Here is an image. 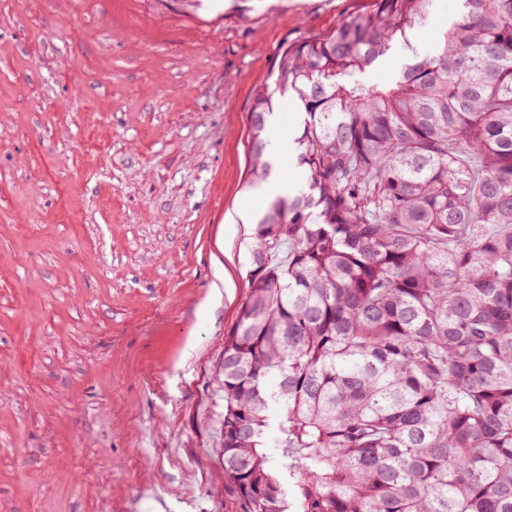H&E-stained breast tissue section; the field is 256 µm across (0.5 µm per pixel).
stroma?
I'll list each match as a JSON object with an SVG mask.
<instances>
[{"mask_svg":"<svg viewBox=\"0 0 512 512\" xmlns=\"http://www.w3.org/2000/svg\"><path fill=\"white\" fill-rule=\"evenodd\" d=\"M371 3L0 0V512H244L216 371L270 204L254 92Z\"/></svg>","mask_w":512,"mask_h":512,"instance_id":"stroma-1","label":"stroma"}]
</instances>
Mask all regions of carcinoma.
<instances>
[{
    "instance_id": "cac0c4a2",
    "label": "carcinoma",
    "mask_w": 512,
    "mask_h": 512,
    "mask_svg": "<svg viewBox=\"0 0 512 512\" xmlns=\"http://www.w3.org/2000/svg\"><path fill=\"white\" fill-rule=\"evenodd\" d=\"M432 5L372 0L255 91L252 181L283 101L306 181L256 222L218 367L245 512H512V0L366 80Z\"/></svg>"
}]
</instances>
